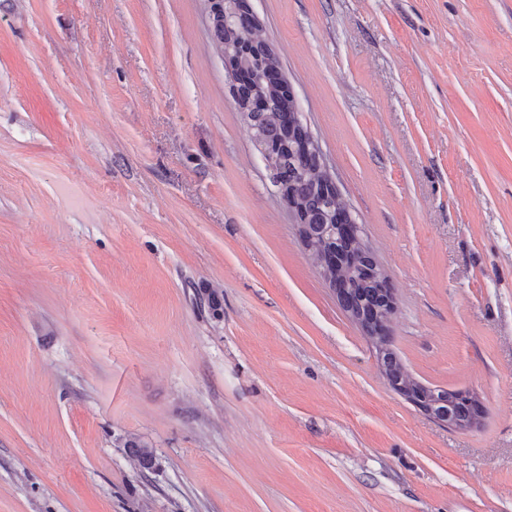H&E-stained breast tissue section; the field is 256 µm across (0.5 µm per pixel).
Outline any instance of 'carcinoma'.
Returning a JSON list of instances; mask_svg holds the SVG:
<instances>
[{"label": "carcinoma", "mask_w": 512, "mask_h": 512, "mask_svg": "<svg viewBox=\"0 0 512 512\" xmlns=\"http://www.w3.org/2000/svg\"><path fill=\"white\" fill-rule=\"evenodd\" d=\"M224 2V16L214 20L217 47L222 52L239 50L246 59L247 74L237 86V103L244 106L262 100V108L248 110L247 116L260 141L275 148L272 180L298 206L300 234L323 261L322 276L335 288L343 309L375 342L374 324L389 298L387 280L377 277L379 265L360 233L347 236L342 232V225L349 223L346 203L324 183L316 156L306 150L307 128L296 106L279 89L277 66L269 63L264 40L255 34L247 37L252 27L250 15L240 10L239 0ZM378 359L392 388H398L409 371L390 347L380 350ZM428 401L438 417L450 414L466 420L473 414L471 404L446 390H435L428 395ZM123 447L132 449L142 469L154 468L155 454L147 443L129 439Z\"/></svg>", "instance_id": "obj_1"}]
</instances>
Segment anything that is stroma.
Segmentation results:
<instances>
[{"label": "stroma", "instance_id": "obj_1", "mask_svg": "<svg viewBox=\"0 0 512 512\" xmlns=\"http://www.w3.org/2000/svg\"><path fill=\"white\" fill-rule=\"evenodd\" d=\"M249 4L394 351L485 414L393 390L205 0H0V512H512V0ZM459 396L463 398H460ZM459 396L441 389H436L434 393H430L427 396L436 417L448 416L449 413L459 420L468 419L473 414L474 409L472 405L469 404L465 399H467L476 407L477 412L475 416L467 424H458L448 416V422L445 421L442 422V424L448 426L449 428L469 427L473 425L477 420H479L483 414L484 407L480 404L479 401H476L478 400L476 397L465 392L459 393Z\"/></svg>", "mask_w": 512, "mask_h": 512}]
</instances>
